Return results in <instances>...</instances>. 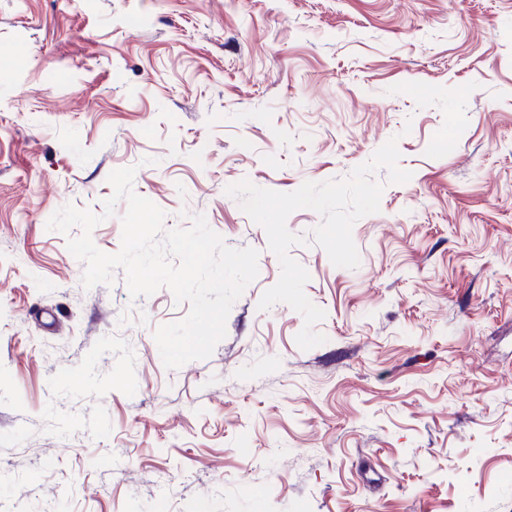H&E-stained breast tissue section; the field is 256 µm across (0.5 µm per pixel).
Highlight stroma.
Returning a JSON list of instances; mask_svg holds the SVG:
<instances>
[{
    "label": "stroma",
    "instance_id": "35a3bbf8",
    "mask_svg": "<svg viewBox=\"0 0 512 512\" xmlns=\"http://www.w3.org/2000/svg\"><path fill=\"white\" fill-rule=\"evenodd\" d=\"M412 177L352 228L360 264L281 274L229 185L344 180L390 139ZM258 251L210 357L188 304L84 288L65 205L116 169ZM0 512H512V0H0Z\"/></svg>",
    "mask_w": 512,
    "mask_h": 512
}]
</instances>
